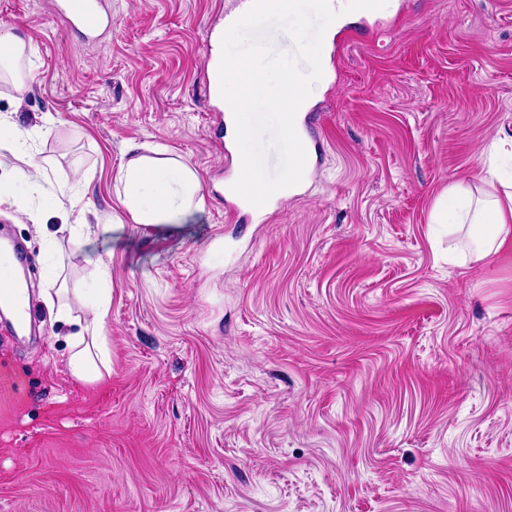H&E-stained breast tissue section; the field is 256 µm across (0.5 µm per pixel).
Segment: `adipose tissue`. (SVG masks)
<instances>
[{"mask_svg":"<svg viewBox=\"0 0 512 512\" xmlns=\"http://www.w3.org/2000/svg\"><path fill=\"white\" fill-rule=\"evenodd\" d=\"M129 159L118 176V199L132 223L167 233H178L185 221L203 211L202 183L196 169L179 157L170 156L162 146L150 153H138L136 146L127 149ZM486 189L474 197L462 182L449 185L434 209V221L456 229L465 223L484 225L475 242L471 260L480 261L512 242V180L499 177L495 164H488L482 178ZM94 271L77 298L85 311L74 317L66 300L67 288L58 284L57 269H49L47 279L55 284L56 313L65 321H75L78 330L69 336L66 368L73 378L98 382L110 372V353L106 335L109 312L108 266L95 260Z\"/></svg>","mask_w":512,"mask_h":512,"instance_id":"obj_1","label":"adipose tissue"}]
</instances>
